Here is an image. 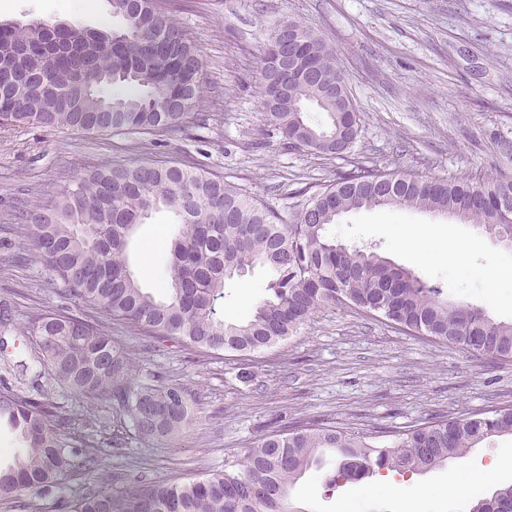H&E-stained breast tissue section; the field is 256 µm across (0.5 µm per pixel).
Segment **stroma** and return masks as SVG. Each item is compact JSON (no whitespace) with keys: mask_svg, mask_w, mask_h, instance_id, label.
Masks as SVG:
<instances>
[{"mask_svg":"<svg viewBox=\"0 0 512 512\" xmlns=\"http://www.w3.org/2000/svg\"><path fill=\"white\" fill-rule=\"evenodd\" d=\"M171 15L204 62L201 101L182 126L160 135L0 130V300L10 304L14 323L21 329L64 310L83 315L128 353L137 378L156 375L192 399L188 426L161 443L124 434L104 456V470L181 483L223 468L259 436L291 424L384 431L512 405V360L476 358L351 308L322 311L266 350H189L80 309L58 295L44 268L16 261L27 232L19 212L50 203L68 179L105 164L203 168L285 221L356 164L428 181L512 175V0H173ZM291 16L334 49L346 75L361 133L345 158L290 149L265 119L260 60L272 29ZM39 20L99 30L123 25L109 0H0V21ZM171 221L167 212L154 213L130 247L132 270L156 294L166 262L156 243ZM420 224L439 231L432 249L458 245L461 262L426 263L403 244L402 234ZM330 232L349 244L379 245L449 298L512 321V249L479 225L431 212L368 209L342 215ZM492 261L501 272L495 288L482 278ZM267 280L258 267L228 281L226 319L241 318ZM5 342L0 389L75 419L93 405L61 390L50 370L37 378L21 373L20 364L37 355L32 336L11 333ZM493 463L498 470L484 481ZM383 478L379 471L346 481L331 494L307 476L289 502L295 512H402L409 500L422 501L423 512H468L472 484L489 492L512 483V436L426 473L394 475L389 486Z\"/></svg>","mask_w":512,"mask_h":512,"instance_id":"stroma-1","label":"stroma"}]
</instances>
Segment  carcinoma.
<instances>
[{
	"instance_id": "cac0c4a2",
	"label": "carcinoma",
	"mask_w": 512,
	"mask_h": 512,
	"mask_svg": "<svg viewBox=\"0 0 512 512\" xmlns=\"http://www.w3.org/2000/svg\"><path fill=\"white\" fill-rule=\"evenodd\" d=\"M167 0H109L124 20L114 33L68 23L0 22V129L108 134L164 133L181 126L199 103L202 60L195 44L166 11ZM275 32L261 59L266 120L289 147L342 158L360 132L334 50L295 19ZM105 85L137 92L105 96ZM326 114L313 122L306 105ZM386 208L444 213L512 239V177L422 181L357 165L312 193L285 224L241 189L204 169L166 163L104 166L70 180L48 206L25 214L32 227L20 250L40 263L59 294L125 320L161 339L212 351L256 352L294 335L327 307L355 308L414 336H427L475 357L512 359V321L443 296V289L373 248L345 244L328 227L345 213ZM160 210L173 215L167 288H143L129 260L137 227ZM257 265L272 271L267 296L235 322L224 317L226 282ZM39 362L56 383L87 398L116 402L125 428L144 441H166L189 423V395L153 377L135 380L127 355L107 331L67 314L31 322ZM19 432L25 448L0 466V495L57 491L65 479L99 468L101 446L44 402L0 392V420ZM74 430V440L61 431ZM512 435V405L465 417L424 421L380 435L342 426H285L262 436L239 459L185 484L157 485L143 476L106 473L63 512H288V492L321 470L334 452L338 475L359 480L381 469L428 472L483 442ZM512 504V484L478 495L469 512H500Z\"/></svg>"
}]
</instances>
